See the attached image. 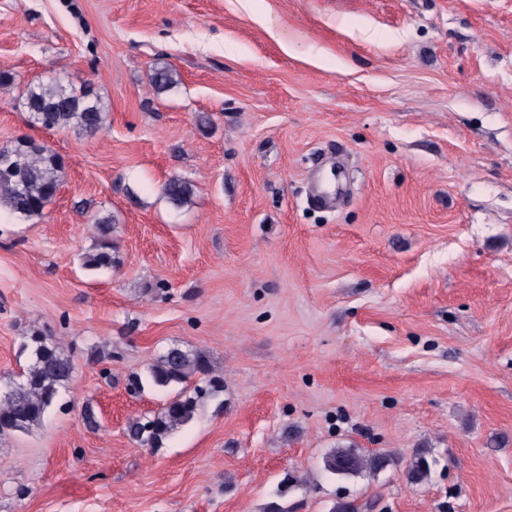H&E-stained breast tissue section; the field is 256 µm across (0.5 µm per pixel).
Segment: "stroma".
Returning <instances> with one entry per match:
<instances>
[{
	"label": "stroma",
	"mask_w": 512,
	"mask_h": 512,
	"mask_svg": "<svg viewBox=\"0 0 512 512\" xmlns=\"http://www.w3.org/2000/svg\"><path fill=\"white\" fill-rule=\"evenodd\" d=\"M269 3L307 47L242 0H0V147L64 164L42 217L0 214V392L33 334L74 365L0 438V512H264L288 474V512H512V0ZM55 77L106 131L27 122ZM102 210L121 263L88 270ZM172 346L224 390L143 447L171 393L129 376ZM340 446L393 462L332 476ZM260 19L265 24V29L269 35L275 39L280 47L288 53L293 49L297 41L302 37L292 34L288 31V22L273 12L272 8L266 6L260 13ZM178 81L179 74L171 65L156 68L150 76V85L156 94L172 90L176 87ZM163 194L173 207L181 209L192 203L195 187L188 179L175 176L164 183Z\"/></svg>",
	"instance_id": "1"
}]
</instances>
